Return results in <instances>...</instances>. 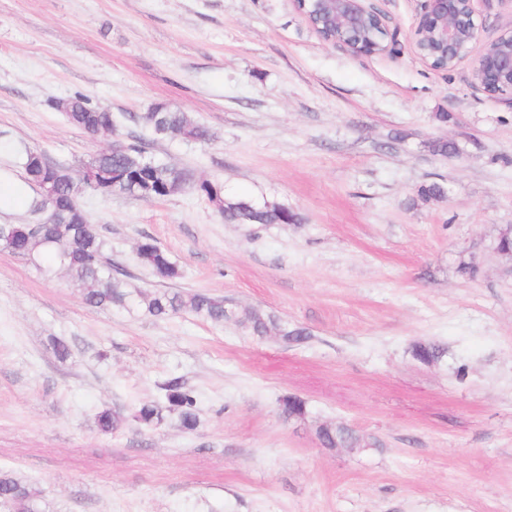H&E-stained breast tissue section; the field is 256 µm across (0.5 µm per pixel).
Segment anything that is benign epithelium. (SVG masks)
Here are the masks:
<instances>
[{
	"instance_id": "benign-epithelium-1",
	"label": "benign epithelium",
	"mask_w": 512,
	"mask_h": 512,
	"mask_svg": "<svg viewBox=\"0 0 512 512\" xmlns=\"http://www.w3.org/2000/svg\"><path fill=\"white\" fill-rule=\"evenodd\" d=\"M474 0H426L425 11L411 32L410 41L423 61L421 39L430 33L433 52L451 60L453 69L465 59L472 60L474 83L492 97L512 96V34H504L484 45L478 54L473 46L480 39L482 24ZM319 36L330 30L328 42L344 47L354 56L398 53L397 40L385 18L368 0H295Z\"/></svg>"
}]
</instances>
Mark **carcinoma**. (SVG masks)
<instances>
[{
	"label": "carcinoma",
	"instance_id": "cac0c4a2",
	"mask_svg": "<svg viewBox=\"0 0 512 512\" xmlns=\"http://www.w3.org/2000/svg\"><path fill=\"white\" fill-rule=\"evenodd\" d=\"M70 112L66 118L74 126L86 131H112V113L94 107L89 100L77 94L68 99ZM140 123L150 129L158 140L181 138L205 142L208 130L194 121L186 112H144ZM58 177L50 194H38L31 202V211L44 215L34 224H11L8 239L0 248L29 260L46 276L62 270L82 290V300L92 308L119 307L142 313L156 320H167L181 313H191L216 324L232 323L247 334L259 339L270 332L286 344H304L310 333L303 327L282 324L275 315L260 307H241L222 297L206 292L185 290H157L145 292L112 275L111 252L95 225L91 224L79 203L85 191L112 197L142 199L167 197L191 185L217 208L225 220L235 224L267 225L297 224L302 217L288 207L267 204L242 206L252 201L249 195L224 196L221 188L209 181H198L193 172L158 160L137 145H125L116 153H99L77 168L57 164ZM142 264L149 267L163 281L180 277V270L169 253L154 239L146 238L137 246ZM413 356L421 363L431 364L443 356V349L434 344H418ZM165 404L144 402L133 413V418L144 427H153L164 421L163 411L177 414L181 429L192 431L199 418L194 392L177 378L163 385ZM281 407L299 418L307 414L306 402L296 396L280 399ZM124 421L118 412L104 409L97 415L100 431L110 433ZM317 435L326 448H359L362 438L345 424H325ZM39 491L30 483L0 470V512H40Z\"/></svg>",
	"mask_w": 512,
	"mask_h": 512
}]
</instances>
